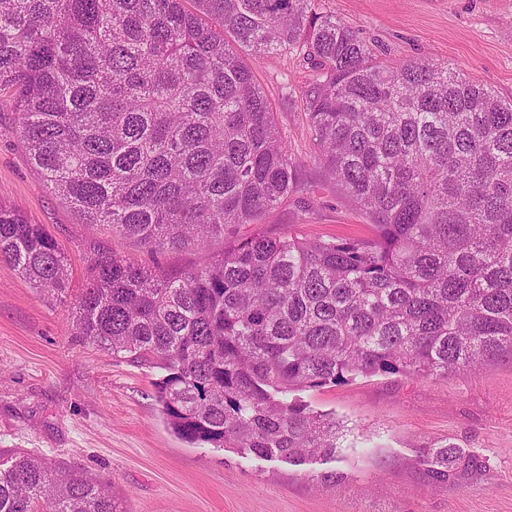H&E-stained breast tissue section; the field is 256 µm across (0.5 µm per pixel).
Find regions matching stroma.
I'll return each instance as SVG.
<instances>
[{
	"instance_id": "1",
	"label": "stroma",
	"mask_w": 512,
	"mask_h": 512,
	"mask_svg": "<svg viewBox=\"0 0 512 512\" xmlns=\"http://www.w3.org/2000/svg\"><path fill=\"white\" fill-rule=\"evenodd\" d=\"M374 45L379 59L435 58L512 102V0H315ZM296 162V186L264 224L240 225L311 238L369 235L367 218L316 156L301 92L317 70L303 53L256 69ZM0 97V205L44 225L65 253L73 289L94 252L152 264L135 242L91 230L62 205L14 134ZM159 369L78 342L66 305L0 261V448H22L108 481L121 512H512V360L433 379L359 376L304 389L310 409L345 422L335 458L301 465L196 448L168 425L155 398ZM450 443L479 457L481 473L430 484L424 448ZM343 473L345 482H319Z\"/></svg>"
}]
</instances>
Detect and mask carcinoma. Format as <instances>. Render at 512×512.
Here are the masks:
<instances>
[{"mask_svg":"<svg viewBox=\"0 0 512 512\" xmlns=\"http://www.w3.org/2000/svg\"><path fill=\"white\" fill-rule=\"evenodd\" d=\"M304 48L302 101L329 177L371 236L254 233L173 270L98 250L87 283L0 207V259L71 311L73 335L164 372L197 446L302 463L341 425L288 395L358 375L512 360V103L434 58L391 64L314 0H0V95L60 203L150 252L256 224L296 186L254 61ZM443 483L483 464L424 450ZM0 512H120L107 482L0 452Z\"/></svg>","mask_w":512,"mask_h":512,"instance_id":"obj_1","label":"carcinoma"}]
</instances>
